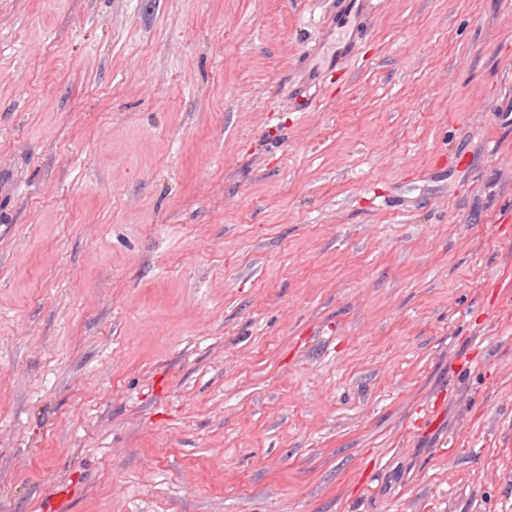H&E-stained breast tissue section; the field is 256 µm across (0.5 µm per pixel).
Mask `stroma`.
I'll return each mask as SVG.
<instances>
[{
  "instance_id": "35a3bbf8",
  "label": "stroma",
  "mask_w": 512,
  "mask_h": 512,
  "mask_svg": "<svg viewBox=\"0 0 512 512\" xmlns=\"http://www.w3.org/2000/svg\"><path fill=\"white\" fill-rule=\"evenodd\" d=\"M512 0H0V512H512Z\"/></svg>"
}]
</instances>
